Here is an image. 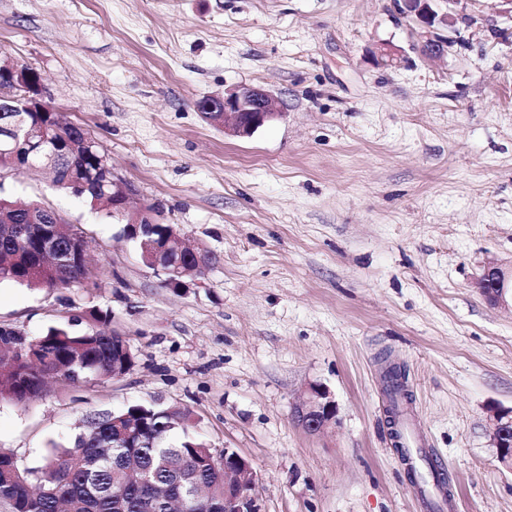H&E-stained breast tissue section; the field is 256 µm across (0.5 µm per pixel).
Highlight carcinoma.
<instances>
[{"mask_svg":"<svg viewBox=\"0 0 512 512\" xmlns=\"http://www.w3.org/2000/svg\"><path fill=\"white\" fill-rule=\"evenodd\" d=\"M56 151L53 186L96 205L112 189L91 178L102 145L84 146L81 127L62 125L51 113H28ZM42 157L24 139L0 154V164L25 166ZM43 204L18 205L0 188V283L29 288H66L90 279L87 263L59 264L56 256L74 252L82 240L72 224H45ZM173 224H141L122 229L142 264L163 286L187 280L184 270L198 265L185 252L169 248ZM94 323L75 329L69 322L49 327L29 340L31 356L12 368L0 365V400L25 404L41 396L48 381L75 383L110 379L128 373L135 356L125 337L100 326L112 313L92 314ZM169 413L132 404L91 417L69 448L53 447L38 467H21L0 452V505L8 512H168V500L182 498L187 512H224V467L217 449L198 439L190 425H176Z\"/></svg>","mask_w":512,"mask_h":512,"instance_id":"obj_1","label":"carcinoma"}]
</instances>
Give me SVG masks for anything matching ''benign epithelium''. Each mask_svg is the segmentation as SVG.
<instances>
[{
    "instance_id": "obj_1",
    "label": "benign epithelium",
    "mask_w": 512,
    "mask_h": 512,
    "mask_svg": "<svg viewBox=\"0 0 512 512\" xmlns=\"http://www.w3.org/2000/svg\"><path fill=\"white\" fill-rule=\"evenodd\" d=\"M468 0H396L400 15L409 23L426 30L421 52L436 57L448 52L461 41L460 26H469L473 18L466 13ZM199 108L205 119L224 128L237 137H249L265 123L282 116L279 100L267 90L241 85L224 93L204 99ZM23 112H57L43 83L41 75L12 60L0 61V141L6 143L24 132ZM99 171L112 184V216L120 219L129 213L135 195L133 187L115 177L108 155L99 158ZM484 297L494 305H507V294L512 293V268L488 263L475 282ZM10 341L13 358L27 350L25 339L16 331L0 327V347ZM337 406L329 391L320 386L309 387L308 394L293 408L294 423L309 433H319L336 421ZM493 447L498 462L512 471V409L497 410L488 419ZM224 465V502L237 504V512H262L258 497L257 472L252 461L232 448L216 456Z\"/></svg>"
}]
</instances>
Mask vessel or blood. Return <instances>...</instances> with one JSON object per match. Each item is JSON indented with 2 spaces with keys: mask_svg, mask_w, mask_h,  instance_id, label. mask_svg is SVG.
Masks as SVG:
<instances>
[{
  "mask_svg": "<svg viewBox=\"0 0 512 512\" xmlns=\"http://www.w3.org/2000/svg\"><path fill=\"white\" fill-rule=\"evenodd\" d=\"M396 422L404 436L406 469L422 477L421 506L424 512H453L455 504L452 499L443 495L445 483L440 475L429 467L431 451L427 448L425 439L418 435L408 406H400Z\"/></svg>",
  "mask_w": 512,
  "mask_h": 512,
  "instance_id": "1",
  "label": "vessel or blood"
}]
</instances>
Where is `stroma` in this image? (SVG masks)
<instances>
[{"label":"stroma","instance_id":"1","mask_svg":"<svg viewBox=\"0 0 512 512\" xmlns=\"http://www.w3.org/2000/svg\"><path fill=\"white\" fill-rule=\"evenodd\" d=\"M467 11L429 60L395 0H0V54L41 73L134 206L216 257L164 287L103 208L42 172L7 179L81 229L92 279L1 283L0 326L31 339L108 309L136 363L0 401V450L35 467L94 413L181 409L252 460L264 512H421L386 413L394 364L457 512H512L488 427L512 407V309L473 286L512 261V15ZM240 85L283 112L243 139L196 107ZM313 384L337 405L316 434L292 420Z\"/></svg>","mask_w":512,"mask_h":512}]
</instances>
